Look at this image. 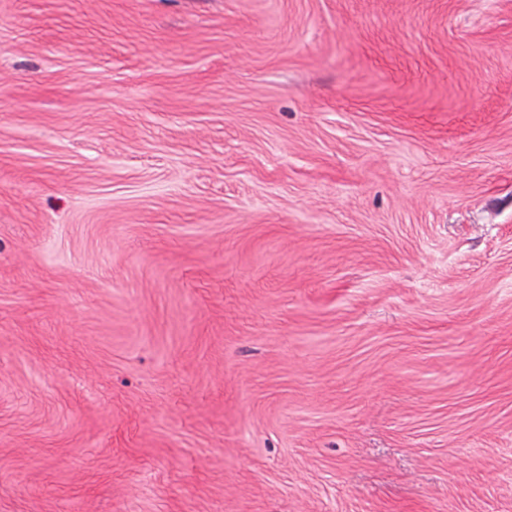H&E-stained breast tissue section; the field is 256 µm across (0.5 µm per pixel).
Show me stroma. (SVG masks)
I'll return each instance as SVG.
<instances>
[{"label":"stroma","instance_id":"35a3bbf8","mask_svg":"<svg viewBox=\"0 0 512 512\" xmlns=\"http://www.w3.org/2000/svg\"><path fill=\"white\" fill-rule=\"evenodd\" d=\"M0 512H512V0H0Z\"/></svg>","mask_w":512,"mask_h":512}]
</instances>
